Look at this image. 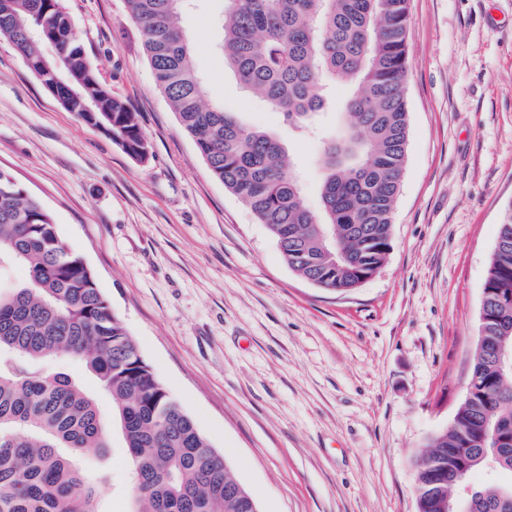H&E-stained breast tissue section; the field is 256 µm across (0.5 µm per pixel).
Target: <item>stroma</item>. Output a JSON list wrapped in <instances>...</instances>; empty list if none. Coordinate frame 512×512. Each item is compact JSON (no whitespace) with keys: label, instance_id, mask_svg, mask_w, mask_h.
I'll use <instances>...</instances> for the list:
<instances>
[{"label":"stroma","instance_id":"35a3bbf8","mask_svg":"<svg viewBox=\"0 0 512 512\" xmlns=\"http://www.w3.org/2000/svg\"><path fill=\"white\" fill-rule=\"evenodd\" d=\"M62 4L150 156L135 160L77 120L0 39V170L50 211L260 512H417L412 461L466 395L512 202V0H409L392 249L347 293L298 276L211 175L155 84L126 0ZM226 8L195 0L180 14L206 101L276 133L318 208L323 141L293 133L225 68ZM94 468L107 512H128L120 438Z\"/></svg>","mask_w":512,"mask_h":512}]
</instances>
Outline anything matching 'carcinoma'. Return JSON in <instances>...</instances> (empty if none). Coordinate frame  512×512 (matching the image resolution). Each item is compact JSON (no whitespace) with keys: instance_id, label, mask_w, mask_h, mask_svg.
Masks as SVG:
<instances>
[{"instance_id":"1","label":"carcinoma","mask_w":512,"mask_h":512,"mask_svg":"<svg viewBox=\"0 0 512 512\" xmlns=\"http://www.w3.org/2000/svg\"><path fill=\"white\" fill-rule=\"evenodd\" d=\"M161 93L212 176L247 206L288 266L312 284L346 292L385 263L405 169L409 112L408 0H230L222 20L224 63L243 86L305 131L343 86L344 132L325 141L321 208L305 202L278 137L205 102L191 43L179 25L184 0H127ZM0 38L23 55L62 107L143 161L149 144L127 100L102 83L60 0H0ZM53 45L47 57L42 46ZM486 278L490 294L470 381L452 424L415 460L418 512L451 490L440 475L485 470L498 435V471L475 486V512H512V369L489 345L512 342V203L504 210ZM27 279L0 292V512H105L84 459L121 433L132 479L129 512H259L249 491L181 404L156 378L84 259L60 239L43 203L8 186L0 171V266ZM67 356L111 397L105 414L78 378L48 373Z\"/></svg>"}]
</instances>
